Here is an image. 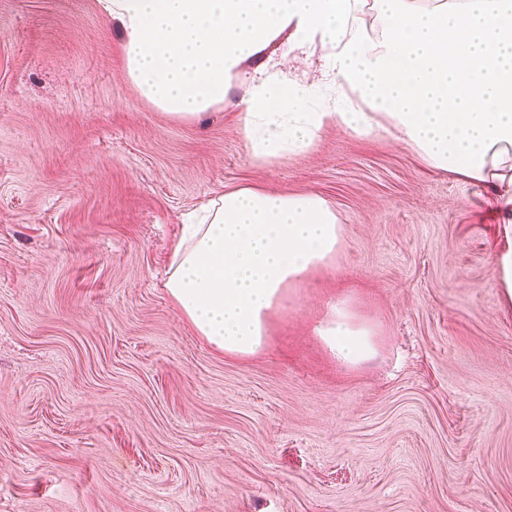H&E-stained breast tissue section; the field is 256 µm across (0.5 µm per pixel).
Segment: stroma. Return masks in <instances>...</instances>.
Returning <instances> with one entry per match:
<instances>
[{"mask_svg":"<svg viewBox=\"0 0 512 512\" xmlns=\"http://www.w3.org/2000/svg\"><path fill=\"white\" fill-rule=\"evenodd\" d=\"M100 0H0V512H512V310L492 190L329 129L252 162L233 103L177 122ZM317 194L343 245L229 358L164 283L187 217ZM347 301L374 355L314 329Z\"/></svg>","mask_w":512,"mask_h":512,"instance_id":"obj_1","label":"stroma"}]
</instances>
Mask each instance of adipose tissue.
Listing matches in <instances>:
<instances>
[{
  "label": "adipose tissue",
  "instance_id": "1",
  "mask_svg": "<svg viewBox=\"0 0 512 512\" xmlns=\"http://www.w3.org/2000/svg\"><path fill=\"white\" fill-rule=\"evenodd\" d=\"M125 50L124 75L179 121L234 101L245 151L270 165L309 150L335 127L397 134L425 165L495 184L506 239L492 256L512 305V0H102ZM381 21L369 34L362 15ZM321 54L322 83L290 79L265 54L280 37ZM343 244L316 194L245 185L185 225L166 288L199 336L245 358L268 342L269 317ZM340 361L374 352L346 302L316 329Z\"/></svg>",
  "mask_w": 512,
  "mask_h": 512
}]
</instances>
